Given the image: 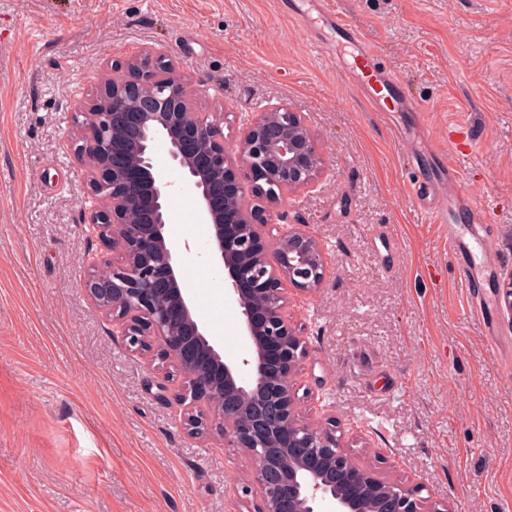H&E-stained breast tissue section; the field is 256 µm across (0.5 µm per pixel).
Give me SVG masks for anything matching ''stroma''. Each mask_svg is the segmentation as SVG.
<instances>
[{
	"instance_id": "stroma-1",
	"label": "stroma",
	"mask_w": 512,
	"mask_h": 512,
	"mask_svg": "<svg viewBox=\"0 0 512 512\" xmlns=\"http://www.w3.org/2000/svg\"><path fill=\"white\" fill-rule=\"evenodd\" d=\"M399 77L414 112H375L316 0H0V512H256L237 448L188 435L157 397V364L128 352L83 288L112 253L87 231L71 160L76 102L101 69L143 47L203 85L200 108L235 145L269 104L301 113L327 180L286 196L273 223L319 238L331 274L288 292L308 353L302 413L331 420L362 463L453 512H512V348L487 350L457 259L419 208L409 159L498 234L512 270V0H329ZM467 123L468 156L448 150ZM159 138L176 184L166 231L180 284L225 360L247 358L238 304L198 229V195Z\"/></svg>"
}]
</instances>
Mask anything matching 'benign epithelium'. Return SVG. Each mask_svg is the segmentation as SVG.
<instances>
[{
    "mask_svg": "<svg viewBox=\"0 0 512 512\" xmlns=\"http://www.w3.org/2000/svg\"><path fill=\"white\" fill-rule=\"evenodd\" d=\"M75 117L73 163L86 180L88 225L119 255L91 263L84 290L131 351L182 375L172 400L187 433L247 456L242 484L255 488L257 512H319L323 503L332 512H449L356 461L331 423L300 414L296 376L307 345L288 286L317 291L328 263L317 238L268 216L283 195L324 178L323 154L301 115L266 106L244 117L229 150L221 123L199 111L193 80L145 49L105 73ZM158 135L198 192L211 257L241 309L251 350L239 363L210 343L180 286L166 233L171 182L150 152ZM497 294L512 315V271Z\"/></svg>",
    "mask_w": 512,
    "mask_h": 512,
    "instance_id": "1",
    "label": "benign epithelium"
}]
</instances>
